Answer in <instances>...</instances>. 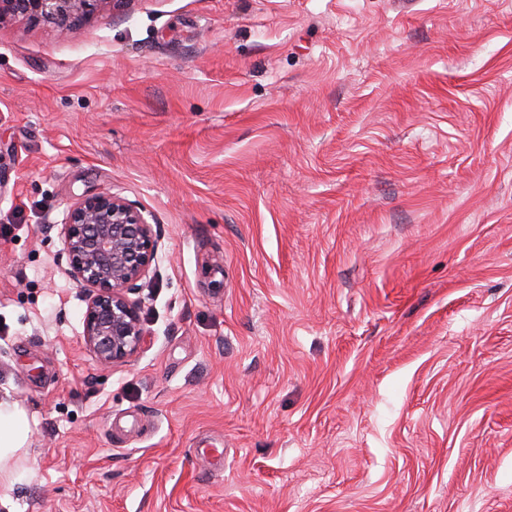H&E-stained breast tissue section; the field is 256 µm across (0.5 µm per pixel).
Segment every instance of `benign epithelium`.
Listing matches in <instances>:
<instances>
[{
  "label": "benign epithelium",
  "mask_w": 512,
  "mask_h": 512,
  "mask_svg": "<svg viewBox=\"0 0 512 512\" xmlns=\"http://www.w3.org/2000/svg\"><path fill=\"white\" fill-rule=\"evenodd\" d=\"M127 0H0V24L17 18L44 22L64 38L84 20ZM68 273L86 291L83 341L103 368L138 354L141 304L129 297L158 261L159 239L145 212L110 189L74 199L64 213Z\"/></svg>",
  "instance_id": "7a95c632"
}]
</instances>
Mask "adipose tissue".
<instances>
[{
    "label": "adipose tissue",
    "mask_w": 512,
    "mask_h": 512,
    "mask_svg": "<svg viewBox=\"0 0 512 512\" xmlns=\"http://www.w3.org/2000/svg\"><path fill=\"white\" fill-rule=\"evenodd\" d=\"M30 432L24 407L11 398H0V487H13L28 468Z\"/></svg>",
    "instance_id": "ef3b65f1"
}]
</instances>
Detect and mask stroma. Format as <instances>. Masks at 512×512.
I'll use <instances>...</instances> for the list:
<instances>
[{"label": "stroma", "mask_w": 512, "mask_h": 512, "mask_svg": "<svg viewBox=\"0 0 512 512\" xmlns=\"http://www.w3.org/2000/svg\"><path fill=\"white\" fill-rule=\"evenodd\" d=\"M152 215L97 366L62 218ZM14 512H512V0H130L0 25ZM0 397V487H13L21 471L30 469L28 444L31 426L28 414L19 402Z\"/></svg>", "instance_id": "35a3bbf8"}]
</instances>
